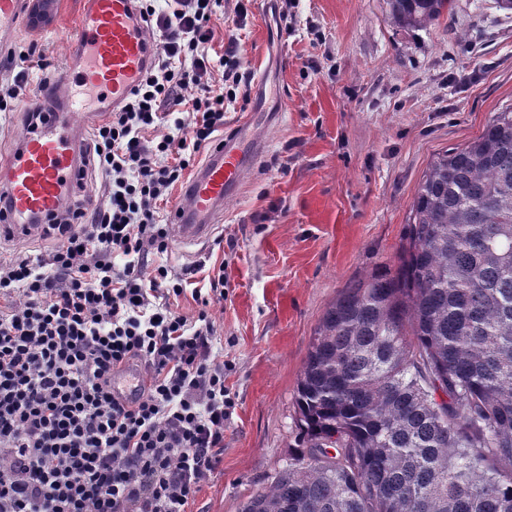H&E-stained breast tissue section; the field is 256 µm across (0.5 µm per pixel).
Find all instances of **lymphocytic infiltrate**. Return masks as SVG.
<instances>
[{"instance_id":"f902f5d3","label":"lymphocytic infiltrate","mask_w":512,"mask_h":512,"mask_svg":"<svg viewBox=\"0 0 512 512\" xmlns=\"http://www.w3.org/2000/svg\"><path fill=\"white\" fill-rule=\"evenodd\" d=\"M221 0H139L153 64L83 150L103 201L71 202L46 253L0 261V512H191L224 453L233 401L214 351L223 271L194 288L167 252L158 204L224 129L248 82L236 41L209 57ZM221 69L227 90L213 89ZM165 126L166 134L146 138ZM191 294L187 316L175 299ZM142 372L127 404L114 369Z\"/></svg>"}]
</instances>
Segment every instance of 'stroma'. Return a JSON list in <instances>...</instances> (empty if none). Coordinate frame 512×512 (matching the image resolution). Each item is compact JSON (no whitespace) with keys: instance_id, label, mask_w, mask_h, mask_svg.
<instances>
[{"instance_id":"35a3bbf8","label":"stroma","mask_w":512,"mask_h":512,"mask_svg":"<svg viewBox=\"0 0 512 512\" xmlns=\"http://www.w3.org/2000/svg\"><path fill=\"white\" fill-rule=\"evenodd\" d=\"M264 0L238 19L232 0L212 16L210 57L236 38L265 100L238 89L225 130L257 108L283 113L263 131L269 147L224 205L205 250L172 240L160 260L199 277L223 267L230 281L212 315L234 399L224 455L194 512H238L270 482L302 440L294 397L313 332L355 281L397 269L410 205L431 160L477 137L512 107V11L497 0H454L426 28H401L387 0H298L287 31ZM80 0H58L46 23L0 41V81L20 52L36 49L45 68L29 71L25 108L67 87L68 40Z\"/></svg>"}]
</instances>
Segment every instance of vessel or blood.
<instances>
[{
	"label": "vessel or blood",
	"instance_id": "obj_1",
	"mask_svg": "<svg viewBox=\"0 0 512 512\" xmlns=\"http://www.w3.org/2000/svg\"><path fill=\"white\" fill-rule=\"evenodd\" d=\"M30 11V0H0V29L27 23ZM150 43L136 0H82L69 53L80 59L75 86L96 92L97 105L85 107L78 95H71L67 110L43 113L38 126L23 131L14 150L0 158V191L8 198L0 213V237L27 235L34 222L59 212L79 168L81 140L72 133L75 115L116 110L149 65ZM265 148L245 121L208 150L173 209L181 240L201 243L210 237L223 218L225 200L237 194ZM140 384L134 367L113 371L109 382L113 396L123 402Z\"/></svg>",
	"mask_w": 512,
	"mask_h": 512
}]
</instances>
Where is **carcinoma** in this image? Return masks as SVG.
Listing matches in <instances>:
<instances>
[{
    "mask_svg": "<svg viewBox=\"0 0 512 512\" xmlns=\"http://www.w3.org/2000/svg\"><path fill=\"white\" fill-rule=\"evenodd\" d=\"M426 28L452 0H387ZM396 272L311 338L302 448L238 512H512V108L429 163Z\"/></svg>",
    "mask_w": 512,
    "mask_h": 512,
    "instance_id": "1",
    "label": "carcinoma"
}]
</instances>
